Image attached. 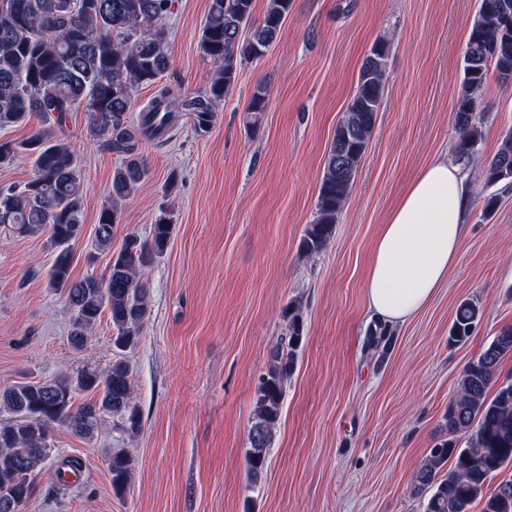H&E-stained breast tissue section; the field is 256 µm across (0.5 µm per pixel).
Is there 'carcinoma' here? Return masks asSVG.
Returning <instances> with one entry per match:
<instances>
[{
	"label": "carcinoma",
	"instance_id": "cac0c4a2",
	"mask_svg": "<svg viewBox=\"0 0 512 512\" xmlns=\"http://www.w3.org/2000/svg\"><path fill=\"white\" fill-rule=\"evenodd\" d=\"M174 0H6L0 7V131L23 123L31 112L44 124L28 137L0 140V166L25 157L33 177L20 188L0 189V227L16 235L50 231L54 252L49 286L63 295L71 312L69 343L83 349L103 314L112 323V359L99 370L87 367L45 380L0 387V512H23L35 492L34 478L52 457V432L58 426L91 442L109 418L121 420L129 434L140 427L133 373L127 359L142 336L149 302L143 272L163 253L171 234L170 213L162 209L147 238H125L112 248L119 201L137 194L146 182L145 141L165 136L181 112L206 132L218 102L235 84L242 66L259 60L276 40L291 0H266L255 17L256 0H209L199 47L215 65L207 90L181 95L169 86L156 91L131 119L133 92L151 85L170 65L163 20ZM389 40L370 49L359 70L355 93L333 134L315 204L300 253L313 258L333 237L355 175L383 104ZM512 82V0H481L469 22L463 52L462 92L454 113L455 154L470 159L484 136L481 90L489 68ZM266 87H255L246 112L257 126L265 111ZM90 112L93 139L119 157L112 171L108 202L95 229V250L109 254L103 277L72 274V242L83 228L87 185L80 161L61 139L69 112L79 105ZM488 186H512V130L500 138L496 153L482 170ZM477 299L459 303L450 340L464 344L482 318ZM286 331L270 352L256 390L254 421L245 457L258 478L281 418L285 386L297 363L305 335L301 304L283 312ZM393 336L380 323L370 327L367 351L382 352ZM512 354V325L502 327L464 368L457 394L445 413L448 438L433 445L414 474L413 494L426 499L425 512H512V383L497 384L502 359ZM89 398L76 403L77 395ZM112 491L128 486L132 459L110 453Z\"/></svg>",
	"mask_w": 512,
	"mask_h": 512
}]
</instances>
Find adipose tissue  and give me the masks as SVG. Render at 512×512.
<instances>
[{
    "mask_svg": "<svg viewBox=\"0 0 512 512\" xmlns=\"http://www.w3.org/2000/svg\"><path fill=\"white\" fill-rule=\"evenodd\" d=\"M469 200L466 174L446 157L412 179L382 225L367 269L373 317L396 327L429 304L456 262Z\"/></svg>",
    "mask_w": 512,
    "mask_h": 512,
    "instance_id": "obj_1",
    "label": "adipose tissue"
}]
</instances>
